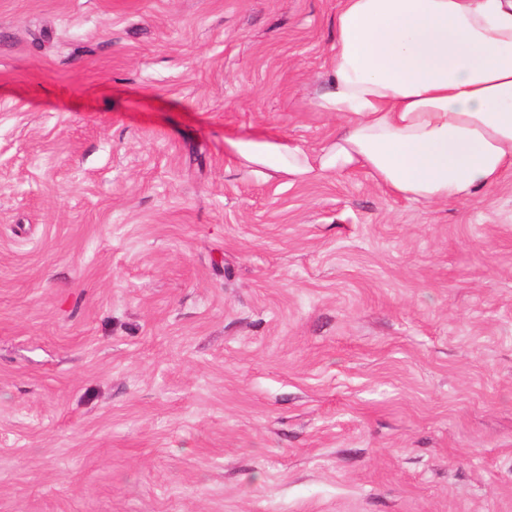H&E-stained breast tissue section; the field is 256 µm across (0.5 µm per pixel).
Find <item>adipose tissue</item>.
<instances>
[{
	"instance_id": "adipose-tissue-1",
	"label": "adipose tissue",
	"mask_w": 512,
	"mask_h": 512,
	"mask_svg": "<svg viewBox=\"0 0 512 512\" xmlns=\"http://www.w3.org/2000/svg\"><path fill=\"white\" fill-rule=\"evenodd\" d=\"M320 148L229 141L247 166L306 182L365 171L393 196L465 201L512 174V0H340Z\"/></svg>"
}]
</instances>
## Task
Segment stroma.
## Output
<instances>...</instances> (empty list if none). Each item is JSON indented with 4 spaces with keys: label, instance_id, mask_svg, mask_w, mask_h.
<instances>
[{
    "label": "stroma",
    "instance_id": "1",
    "mask_svg": "<svg viewBox=\"0 0 512 512\" xmlns=\"http://www.w3.org/2000/svg\"><path fill=\"white\" fill-rule=\"evenodd\" d=\"M339 0H0V512H512V177L293 183Z\"/></svg>",
    "mask_w": 512,
    "mask_h": 512
}]
</instances>
